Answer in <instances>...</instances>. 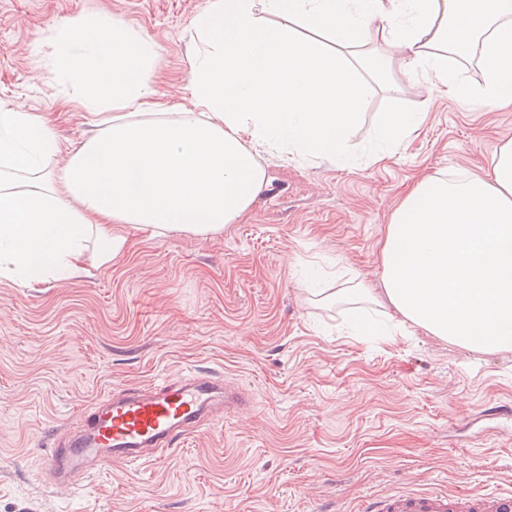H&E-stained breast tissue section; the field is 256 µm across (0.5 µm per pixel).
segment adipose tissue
<instances>
[{
    "label": "adipose tissue",
    "mask_w": 512,
    "mask_h": 512,
    "mask_svg": "<svg viewBox=\"0 0 512 512\" xmlns=\"http://www.w3.org/2000/svg\"><path fill=\"white\" fill-rule=\"evenodd\" d=\"M193 111L161 99L152 43L108 17L56 29L54 66L96 130L64 144L40 114L0 105V276L23 288L111 265L131 233L210 237L266 187L260 153L349 165L366 103L362 49L402 78L454 89L465 104L512 106V0H207L191 23ZM479 55L485 80L459 78ZM380 121L373 160L420 127ZM66 157L59 174L45 170ZM381 286L317 288L360 332L369 306L385 334L421 330L469 354L512 352V139L484 175L423 176L393 211Z\"/></svg>",
    "instance_id": "ef3b65f1"
}]
</instances>
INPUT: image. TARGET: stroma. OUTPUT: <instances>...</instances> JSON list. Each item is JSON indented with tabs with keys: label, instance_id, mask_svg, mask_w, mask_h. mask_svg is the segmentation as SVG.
Here are the masks:
<instances>
[{
	"label": "stroma",
	"instance_id": "1",
	"mask_svg": "<svg viewBox=\"0 0 512 512\" xmlns=\"http://www.w3.org/2000/svg\"><path fill=\"white\" fill-rule=\"evenodd\" d=\"M206 0H0V103L61 118L68 88L51 35L91 12L122 19L157 50L160 96L190 105L189 26ZM426 110L419 132L354 167L262 156L267 187L223 233L134 235L111 266L22 288L0 278V512H349L398 487H512V353L474 356L420 333L357 339L342 309L296 281L314 264L379 286L378 244L423 174L481 173L512 138V109L463 105L424 80L395 97L369 82L350 133L368 153L387 112ZM192 370L224 373L250 408L158 462L113 465L79 489L42 476L56 434L103 394Z\"/></svg>",
	"mask_w": 512,
	"mask_h": 512
}]
</instances>
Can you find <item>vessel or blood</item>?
Listing matches in <instances>:
<instances>
[{"mask_svg": "<svg viewBox=\"0 0 512 512\" xmlns=\"http://www.w3.org/2000/svg\"><path fill=\"white\" fill-rule=\"evenodd\" d=\"M249 404L238 384L199 371L110 391L82 408L75 425L58 432L44 478L75 489L112 464L153 463L179 441ZM355 512H512V489H397L363 501Z\"/></svg>", "mask_w": 512, "mask_h": 512, "instance_id": "vessel-or-blood-1", "label": "vessel or blood"}]
</instances>
